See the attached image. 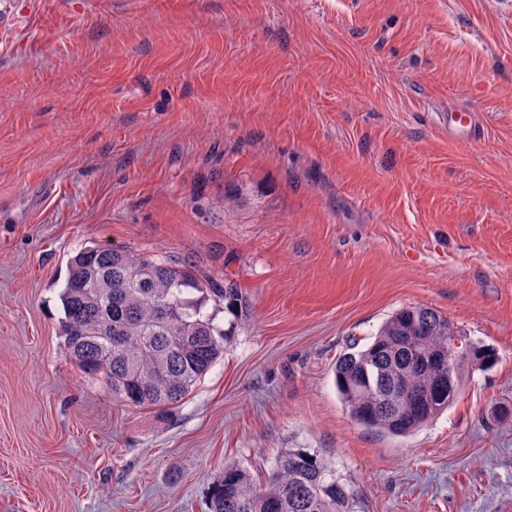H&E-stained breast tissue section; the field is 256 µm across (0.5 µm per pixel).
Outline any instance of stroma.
<instances>
[{
	"label": "stroma",
	"instance_id": "35a3bbf8",
	"mask_svg": "<svg viewBox=\"0 0 512 512\" xmlns=\"http://www.w3.org/2000/svg\"><path fill=\"white\" fill-rule=\"evenodd\" d=\"M95 244L248 297L182 402L124 405L66 355ZM418 305L499 361L395 437L334 367ZM288 448L353 512H512V0H0V512H209L225 463ZM443 122L448 125V136L466 139L476 143L481 138L477 114L469 110L449 109L443 114Z\"/></svg>",
	"mask_w": 512,
	"mask_h": 512
}]
</instances>
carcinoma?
Masks as SVG:
<instances>
[{
	"label": "carcinoma",
	"mask_w": 512,
	"mask_h": 512,
	"mask_svg": "<svg viewBox=\"0 0 512 512\" xmlns=\"http://www.w3.org/2000/svg\"><path fill=\"white\" fill-rule=\"evenodd\" d=\"M60 301L67 354L101 378L115 400L133 407L183 401L224 355L249 311L231 280L220 285L190 264L109 246L85 248L68 260ZM453 336L458 362L442 380L421 358L447 351ZM497 360L494 348L467 339L448 317L406 306L386 319L370 345L337 359L335 383L355 421L404 437L446 411L467 378ZM349 502L346 485L307 448L281 452L258 480L228 463L210 492L211 512H353Z\"/></svg>",
	"instance_id": "obj_1"
}]
</instances>
